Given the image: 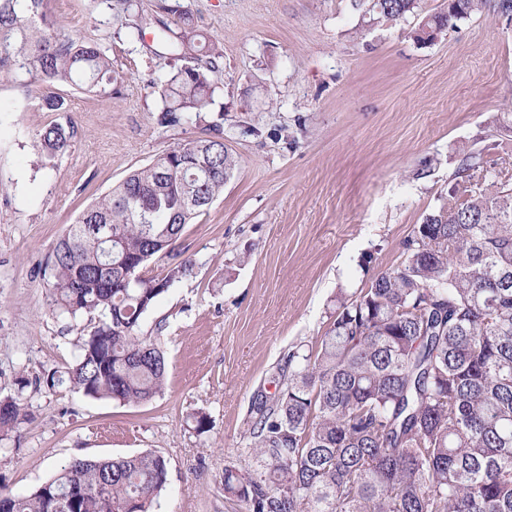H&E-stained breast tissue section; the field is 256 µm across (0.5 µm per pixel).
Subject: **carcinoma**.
Here are the masks:
<instances>
[{
	"label": "carcinoma",
	"mask_w": 512,
	"mask_h": 512,
	"mask_svg": "<svg viewBox=\"0 0 512 512\" xmlns=\"http://www.w3.org/2000/svg\"><path fill=\"white\" fill-rule=\"evenodd\" d=\"M487 0H457L423 17L443 31L482 12ZM377 22L398 23L417 0H359ZM171 54L196 44L159 94V122L215 111L213 73L222 57L196 33L179 3ZM28 78L48 112L69 111L56 89L110 96L123 81L97 43L62 34L44 0H0V81ZM214 135L176 146L126 178L68 225L46 261L55 310L91 317L65 375L92 399L123 404L164 388L166 359L139 333L156 298L187 272L128 276L173 251L185 226L224 191L237 166ZM72 122L40 133L45 158L72 146ZM448 190L414 226L400 262L366 287L336 293V310L315 343L288 354L277 394L252 404L246 431L251 464L224 468V495L241 512H512V181L488 169L484 150L464 145ZM0 434L25 417L5 397ZM167 460L147 451L75 459L26 496L0 491V512H154Z\"/></svg>",
	"instance_id": "carcinoma-1"
}]
</instances>
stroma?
<instances>
[{"label":"stroma","instance_id":"stroma-1","mask_svg":"<svg viewBox=\"0 0 512 512\" xmlns=\"http://www.w3.org/2000/svg\"><path fill=\"white\" fill-rule=\"evenodd\" d=\"M168 0H46L62 33L98 42L124 80L112 95L41 109V91L0 83V398L26 416L0 437V488L27 495L76 458L155 451L168 480L156 512H240L226 466H244L250 407L273 395L288 353L330 322L336 292L399 261L404 240L446 191L456 149L512 142V21L487 12L432 39L416 14L369 23L352 0H180L223 49L222 112L166 127L155 91L179 61L155 34L180 30ZM148 24L134 27L136 16ZM72 121L45 162L39 134ZM220 124L238 166L175 250L192 269L143 315L167 363L142 404L89 399L44 376L70 367L81 328L53 313L43 276L56 239L95 198L161 152ZM428 177L415 178L422 161ZM372 254L369 269L360 259ZM207 414V432L193 417Z\"/></svg>","mask_w":512,"mask_h":512}]
</instances>
